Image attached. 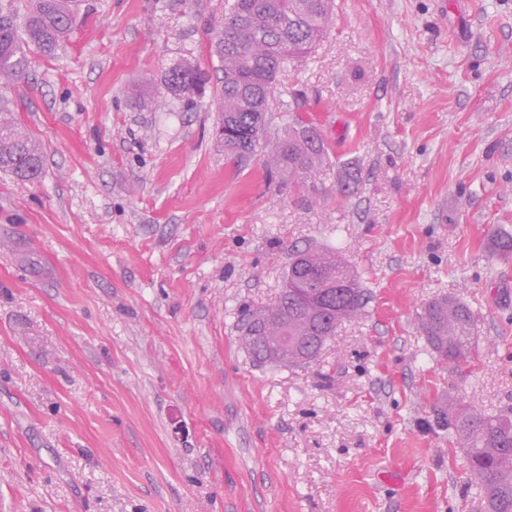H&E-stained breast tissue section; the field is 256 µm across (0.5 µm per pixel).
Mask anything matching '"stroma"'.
Listing matches in <instances>:
<instances>
[{"mask_svg": "<svg viewBox=\"0 0 512 512\" xmlns=\"http://www.w3.org/2000/svg\"><path fill=\"white\" fill-rule=\"evenodd\" d=\"M224 5L82 0L0 91L44 151L36 181L0 172V512H484L434 410L512 407V257L487 249L512 234V0H336L243 159L214 94L162 85L183 58L219 76ZM296 116L329 160L291 192L266 160ZM296 248L370 302L314 362L259 364L240 310ZM442 296L475 314L457 364L419 325Z\"/></svg>", "mask_w": 512, "mask_h": 512, "instance_id": "1", "label": "stroma"}]
</instances>
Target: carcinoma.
<instances>
[{
  "label": "carcinoma",
  "mask_w": 512,
  "mask_h": 512,
  "mask_svg": "<svg viewBox=\"0 0 512 512\" xmlns=\"http://www.w3.org/2000/svg\"><path fill=\"white\" fill-rule=\"evenodd\" d=\"M79 0H29L23 11L13 0L0 3V80L23 75L28 54L50 58L65 43L75 22ZM335 0H231L215 36L222 78L219 137L224 153H252L271 111L277 75L296 68L333 27ZM166 94L191 106L210 82L207 71L182 59L163 75ZM327 158L319 129L297 117L269 157L270 169L288 188H302ZM39 143L0 105V170L31 181L43 170ZM494 257L512 256V234H497ZM368 294L342 259L331 251L294 250L288 272L272 305L242 312L240 341L258 362L308 364L314 361L346 320L365 312ZM421 329L433 353L443 360L465 359L473 343L474 314L447 297L426 304ZM466 449L465 459L480 496L491 512H512V409L485 414L436 409Z\"/></svg>",
  "instance_id": "obj_1"
}]
</instances>
